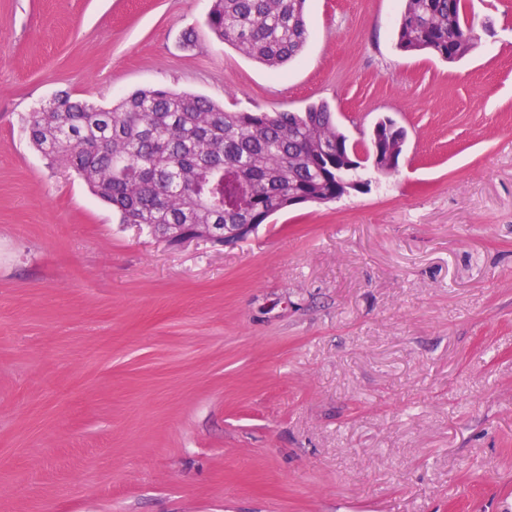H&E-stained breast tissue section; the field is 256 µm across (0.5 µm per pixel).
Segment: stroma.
<instances>
[{
    "label": "stroma",
    "mask_w": 512,
    "mask_h": 512,
    "mask_svg": "<svg viewBox=\"0 0 512 512\" xmlns=\"http://www.w3.org/2000/svg\"><path fill=\"white\" fill-rule=\"evenodd\" d=\"M212 4L0 0V512H512V0H466L455 62L397 48L403 0H306L278 73ZM148 87L407 142L362 191L170 246L23 121Z\"/></svg>",
    "instance_id": "obj_1"
}]
</instances>
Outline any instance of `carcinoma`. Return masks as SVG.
<instances>
[{
	"instance_id": "obj_1",
	"label": "carcinoma",
	"mask_w": 512,
	"mask_h": 512,
	"mask_svg": "<svg viewBox=\"0 0 512 512\" xmlns=\"http://www.w3.org/2000/svg\"><path fill=\"white\" fill-rule=\"evenodd\" d=\"M306 0H214L209 30L279 71L307 41ZM404 52L457 61L475 47L463 0H404L396 30ZM29 141L78 174L122 224L154 234L200 224H263L306 197L331 201L364 182L329 105L300 112H231L211 99L138 89L110 107L55 96L25 117Z\"/></svg>"
}]
</instances>
